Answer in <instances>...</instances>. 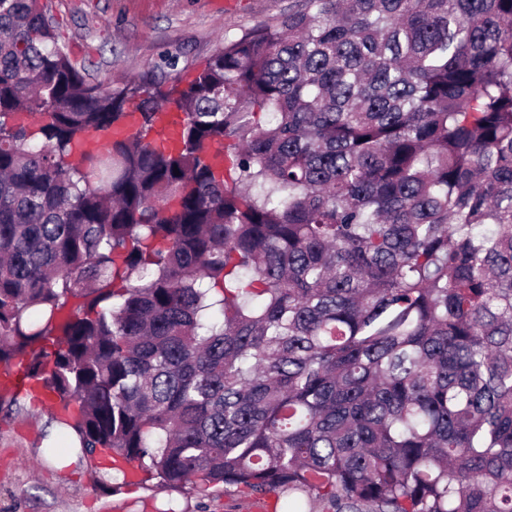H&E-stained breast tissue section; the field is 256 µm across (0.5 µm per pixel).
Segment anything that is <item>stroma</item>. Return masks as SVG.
<instances>
[{
  "mask_svg": "<svg viewBox=\"0 0 512 512\" xmlns=\"http://www.w3.org/2000/svg\"><path fill=\"white\" fill-rule=\"evenodd\" d=\"M59 44L108 89L152 74L165 81L204 68L225 40L287 13L295 0H45ZM59 437L50 405L21 403L0 419V512H272L273 499L211 488L168 492L147 480L112 491V479L80 450L46 457L43 431Z\"/></svg>",
  "mask_w": 512,
  "mask_h": 512,
  "instance_id": "obj_1",
  "label": "stroma"
}]
</instances>
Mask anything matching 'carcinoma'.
<instances>
[{"label": "carcinoma", "mask_w": 512, "mask_h": 512, "mask_svg": "<svg viewBox=\"0 0 512 512\" xmlns=\"http://www.w3.org/2000/svg\"><path fill=\"white\" fill-rule=\"evenodd\" d=\"M16 360L121 486L512 512V0H296L109 90L0 0Z\"/></svg>", "instance_id": "carcinoma-1"}]
</instances>
